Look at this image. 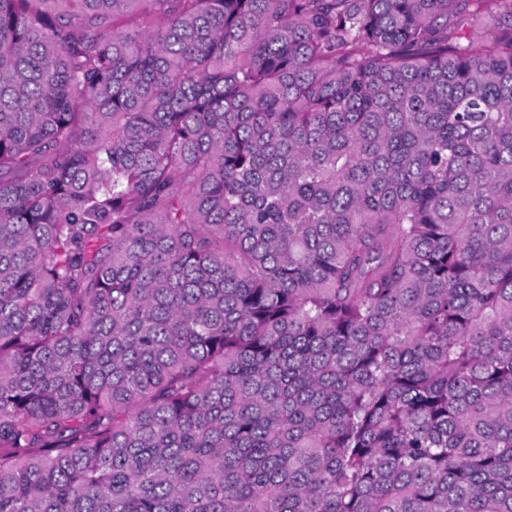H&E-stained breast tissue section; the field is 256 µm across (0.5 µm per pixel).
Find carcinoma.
I'll list each match as a JSON object with an SVG mask.
<instances>
[{"label":"carcinoma","mask_w":512,"mask_h":512,"mask_svg":"<svg viewBox=\"0 0 512 512\" xmlns=\"http://www.w3.org/2000/svg\"><path fill=\"white\" fill-rule=\"evenodd\" d=\"M0 0V512H512V0Z\"/></svg>","instance_id":"carcinoma-1"}]
</instances>
